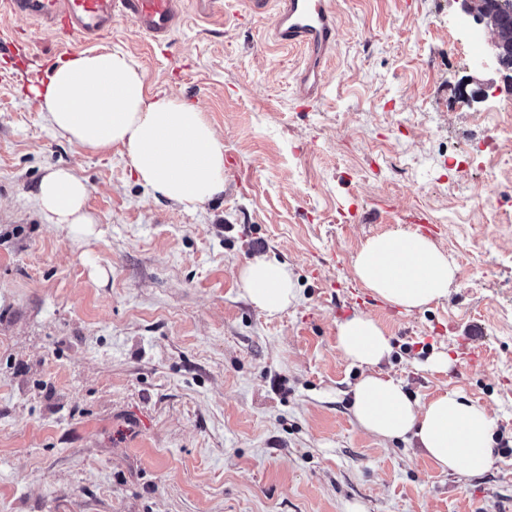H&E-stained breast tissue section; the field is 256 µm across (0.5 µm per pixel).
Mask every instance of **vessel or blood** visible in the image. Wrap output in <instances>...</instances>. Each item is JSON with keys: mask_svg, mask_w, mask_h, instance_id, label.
Here are the masks:
<instances>
[{"mask_svg": "<svg viewBox=\"0 0 512 512\" xmlns=\"http://www.w3.org/2000/svg\"><path fill=\"white\" fill-rule=\"evenodd\" d=\"M271 40L281 48H299L307 55L298 77L297 99L307 109L323 99L325 65L336 47L338 26L332 0H281ZM199 13L222 12L225 19L241 21L243 13H265L269 0H246L239 11L235 0H196ZM24 16L46 24L52 33L85 43L111 34L116 19L129 20L155 45L170 44L180 16L178 0H0V13Z\"/></svg>", "mask_w": 512, "mask_h": 512, "instance_id": "obj_1", "label": "vessel or blood"}]
</instances>
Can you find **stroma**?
<instances>
[{"label":"stroma","mask_w":512,"mask_h":512,"mask_svg":"<svg viewBox=\"0 0 512 512\" xmlns=\"http://www.w3.org/2000/svg\"><path fill=\"white\" fill-rule=\"evenodd\" d=\"M333 2L309 112L294 100L305 54L272 45L273 12L235 27L186 7L162 49L113 24L101 49L128 53L149 94L198 104L242 163L191 210L137 183L122 147L90 152L46 123L28 88L68 50L0 15L24 45L0 58V512H512V213L481 205L512 193V165L485 182L471 150L512 114V85L468 54L469 33L493 30L457 0ZM464 84L491 91L467 99ZM58 167L90 188L97 234L80 247L35 202ZM422 212L458 268L447 297L359 308L361 245ZM263 257L299 288L274 317L239 280ZM359 313L390 337L378 369L413 400L456 391L487 408L485 472L442 470L414 439L358 424L364 370L336 333ZM437 352L448 371L427 369Z\"/></svg>","instance_id":"stroma-1"}]
</instances>
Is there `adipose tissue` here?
I'll list each match as a JSON object with an SVG mask.
<instances>
[{
  "instance_id": "1",
  "label": "adipose tissue",
  "mask_w": 512,
  "mask_h": 512,
  "mask_svg": "<svg viewBox=\"0 0 512 512\" xmlns=\"http://www.w3.org/2000/svg\"><path fill=\"white\" fill-rule=\"evenodd\" d=\"M39 110L54 131L86 150L122 146L138 182L157 198L190 208L224 192V145L203 111L179 97L147 94L145 74L120 51L81 53L51 65L34 87ZM87 185L56 168L40 179L36 203L48 223L65 226L74 241L93 236ZM457 268L428 238L386 232L367 239L353 274L386 302L407 310L443 299ZM250 301L266 315L279 314L298 297L288 265L264 258L242 267ZM336 348L351 364L371 367L356 384L353 414L366 431L386 439L414 438L445 470L478 474L492 462L493 421L456 392L413 402L401 384L377 372L392 352L379 324L365 315L339 323Z\"/></svg>"
}]
</instances>
